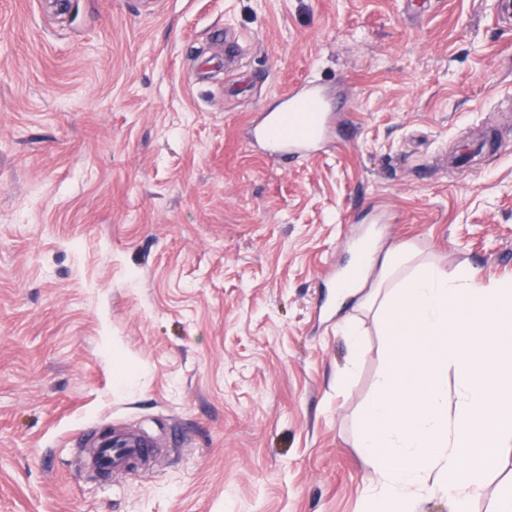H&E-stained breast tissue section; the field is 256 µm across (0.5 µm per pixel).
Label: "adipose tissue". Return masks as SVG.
Here are the masks:
<instances>
[{
	"label": "adipose tissue",
	"mask_w": 512,
	"mask_h": 512,
	"mask_svg": "<svg viewBox=\"0 0 512 512\" xmlns=\"http://www.w3.org/2000/svg\"><path fill=\"white\" fill-rule=\"evenodd\" d=\"M362 304L394 349L357 434L379 473L364 512H417L434 495L469 512L494 449L512 443V279L451 273L401 243Z\"/></svg>",
	"instance_id": "adipose-tissue-1"
}]
</instances>
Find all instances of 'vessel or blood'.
<instances>
[{
    "label": "vessel or blood",
    "instance_id": "vessel-or-blood-1",
    "mask_svg": "<svg viewBox=\"0 0 512 512\" xmlns=\"http://www.w3.org/2000/svg\"><path fill=\"white\" fill-rule=\"evenodd\" d=\"M283 101V111L263 113L252 124V142L266 156L288 163L321 153L337 120L324 86L316 81L301 83L285 93ZM153 454L151 439L133 431H119L95 443V463L104 478L115 471L147 472Z\"/></svg>",
    "mask_w": 512,
    "mask_h": 512
}]
</instances>
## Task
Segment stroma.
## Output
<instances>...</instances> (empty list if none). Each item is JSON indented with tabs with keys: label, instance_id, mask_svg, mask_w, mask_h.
I'll return each mask as SVG.
<instances>
[{
	"label": "stroma",
	"instance_id": "stroma-1",
	"mask_svg": "<svg viewBox=\"0 0 512 512\" xmlns=\"http://www.w3.org/2000/svg\"><path fill=\"white\" fill-rule=\"evenodd\" d=\"M306 78L349 128L284 167L249 125ZM404 242L512 278L499 0H0V512H363L389 349L336 283ZM109 424L152 475L75 465ZM509 489L512 447L473 512Z\"/></svg>",
	"mask_w": 512,
	"mask_h": 512
}]
</instances>
